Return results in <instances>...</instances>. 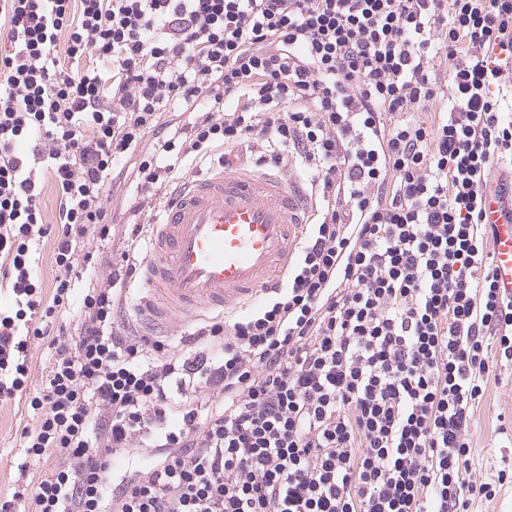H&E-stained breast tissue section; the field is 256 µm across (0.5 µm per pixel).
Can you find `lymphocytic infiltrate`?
I'll return each mask as SVG.
<instances>
[{"label":"lymphocytic infiltrate","mask_w":512,"mask_h":512,"mask_svg":"<svg viewBox=\"0 0 512 512\" xmlns=\"http://www.w3.org/2000/svg\"><path fill=\"white\" fill-rule=\"evenodd\" d=\"M0 401L28 344L77 309L31 396L25 454L52 465L0 512H469L494 357L512 300L492 275L483 195L512 155L494 92L512 0H0ZM166 112L186 113L165 123ZM304 153L322 207L273 296L180 336L116 320L145 227L107 278L114 170L149 199L182 161ZM62 192L43 218L45 177ZM55 236L44 298L33 248Z\"/></svg>","instance_id":"obj_1"}]
</instances>
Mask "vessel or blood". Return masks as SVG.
Here are the masks:
<instances>
[{
    "label": "vessel or blood",
    "mask_w": 512,
    "mask_h": 512,
    "mask_svg": "<svg viewBox=\"0 0 512 512\" xmlns=\"http://www.w3.org/2000/svg\"><path fill=\"white\" fill-rule=\"evenodd\" d=\"M504 192L489 195L494 273L512 299V215ZM313 203L301 182L224 158L205 176L172 188L162 221L152 222L140 305L151 325L184 323L214 308H243L287 274Z\"/></svg>",
    "instance_id": "1"
}]
</instances>
